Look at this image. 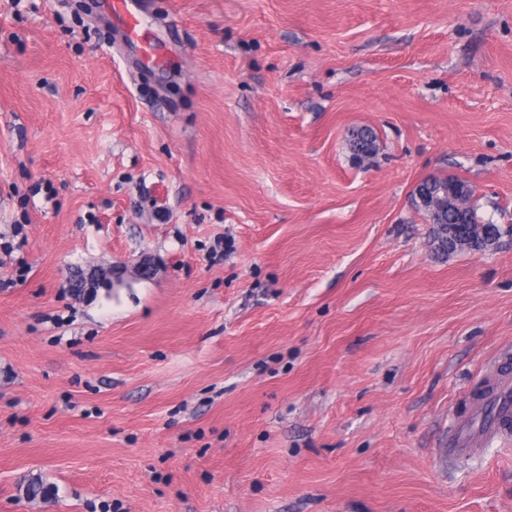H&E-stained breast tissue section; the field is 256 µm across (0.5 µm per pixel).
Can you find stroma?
Wrapping results in <instances>:
<instances>
[{
    "mask_svg": "<svg viewBox=\"0 0 512 512\" xmlns=\"http://www.w3.org/2000/svg\"><path fill=\"white\" fill-rule=\"evenodd\" d=\"M134 2L0 0V512H512V0ZM130 0H105V5L112 14V18L122 24L132 39L140 37V22L137 15L130 8ZM453 181L455 186L458 187L459 191L465 192L468 195L465 199H462L459 205L455 208H449L442 213V219L446 224H436V234L443 232V239L447 241L446 251L445 241H443V250L448 253V248L451 251L457 249H464L466 239L471 235L481 237L495 238L498 234V229L492 220L484 219L478 213V208L474 203H470V199L473 195L471 186L464 180L449 179ZM449 234V235H448ZM501 366L489 380L491 393L474 409L471 418L456 422L448 430L444 447L438 448L442 463L468 456L479 445H493L512 437V394L510 400V383L504 380L507 376L502 374Z\"/></svg>",
    "mask_w": 512,
    "mask_h": 512,
    "instance_id": "1",
    "label": "stroma"
}]
</instances>
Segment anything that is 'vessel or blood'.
I'll use <instances>...</instances> for the list:
<instances>
[{
    "label": "vessel or blood",
    "instance_id": "1",
    "mask_svg": "<svg viewBox=\"0 0 512 512\" xmlns=\"http://www.w3.org/2000/svg\"><path fill=\"white\" fill-rule=\"evenodd\" d=\"M114 20L120 22L131 38H139L140 22L129 0H105ZM490 394L470 418L455 423L438 451L441 462L470 455L477 446L493 445L512 438V382L503 374L490 378Z\"/></svg>",
    "mask_w": 512,
    "mask_h": 512
}]
</instances>
